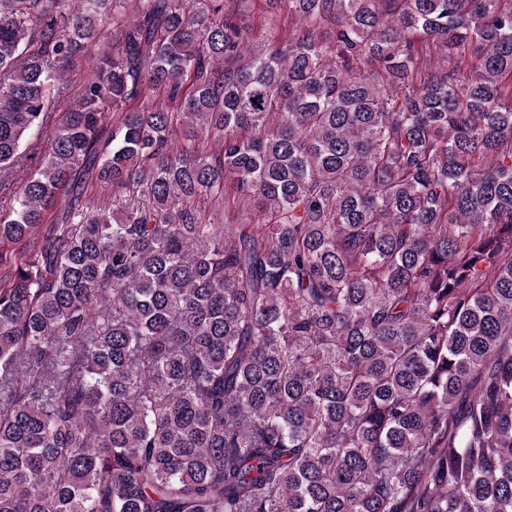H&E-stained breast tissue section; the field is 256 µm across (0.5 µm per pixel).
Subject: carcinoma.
<instances>
[{
    "label": "carcinoma",
    "instance_id": "1",
    "mask_svg": "<svg viewBox=\"0 0 512 512\" xmlns=\"http://www.w3.org/2000/svg\"><path fill=\"white\" fill-rule=\"evenodd\" d=\"M245 2L0 0V512H512V0ZM248 8L250 9L252 27V36L254 44H261L266 41V36L270 29L280 34L284 38L288 36V29L293 26L288 18L287 12L278 11L271 16L266 6V0H251Z\"/></svg>",
    "mask_w": 512,
    "mask_h": 512
}]
</instances>
